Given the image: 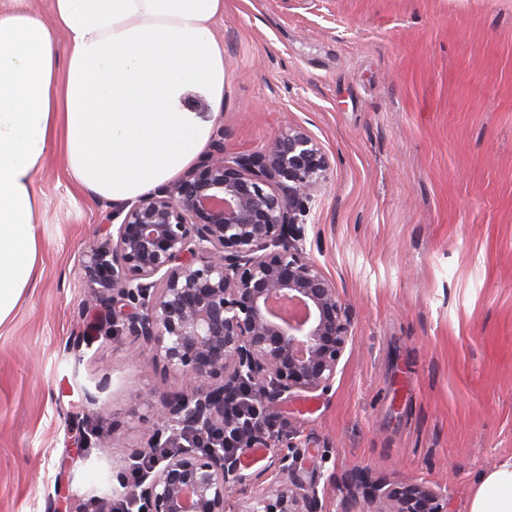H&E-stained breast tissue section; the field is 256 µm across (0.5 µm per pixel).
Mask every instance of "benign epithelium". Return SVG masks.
Returning <instances> with one entry per match:
<instances>
[{"label":"benign epithelium","mask_w":512,"mask_h":512,"mask_svg":"<svg viewBox=\"0 0 512 512\" xmlns=\"http://www.w3.org/2000/svg\"><path fill=\"white\" fill-rule=\"evenodd\" d=\"M328 171L301 127L260 152L230 155L221 137L173 183L108 212L105 233L83 250L82 307L104 313L131 356L188 380L155 404L142 454L164 448L161 462L134 482L125 469L115 475L112 493L129 512H321L301 450L231 409L246 388L265 411L333 387L351 319L307 253L302 222ZM231 430L237 453L216 437ZM256 446L277 472L269 482L244 474ZM233 491L243 496L237 511ZM340 512H448V498L355 469Z\"/></svg>","instance_id":"7a95c632"}]
</instances>
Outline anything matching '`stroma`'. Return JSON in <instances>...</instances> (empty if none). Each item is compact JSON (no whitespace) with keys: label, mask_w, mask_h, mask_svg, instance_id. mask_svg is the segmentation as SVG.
I'll use <instances>...</instances> for the list:
<instances>
[{"label":"stroma","mask_w":512,"mask_h":512,"mask_svg":"<svg viewBox=\"0 0 512 512\" xmlns=\"http://www.w3.org/2000/svg\"><path fill=\"white\" fill-rule=\"evenodd\" d=\"M214 27L226 151L301 127L330 161L305 245L353 340L331 391L269 418L311 449L323 512L356 466L469 512L477 476L512 458V0H224ZM36 191L38 284L0 326V512H83L139 453L173 378L81 307L78 259L109 203L56 153Z\"/></svg>","instance_id":"35a3bbf8"}]
</instances>
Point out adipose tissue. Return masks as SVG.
I'll return each instance as SVG.
<instances>
[{
  "instance_id": "1",
  "label": "adipose tissue",
  "mask_w": 512,
  "mask_h": 512,
  "mask_svg": "<svg viewBox=\"0 0 512 512\" xmlns=\"http://www.w3.org/2000/svg\"><path fill=\"white\" fill-rule=\"evenodd\" d=\"M223 13L224 0H51L47 19L0 9V325L35 287V182L56 145L75 183L116 208L200 159L224 105ZM469 512H512V459L479 476Z\"/></svg>"
}]
</instances>
